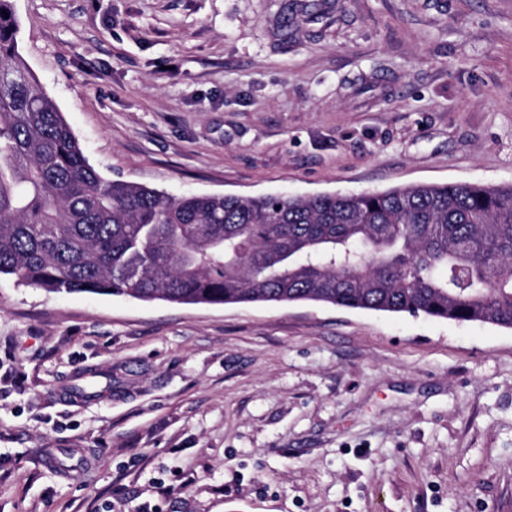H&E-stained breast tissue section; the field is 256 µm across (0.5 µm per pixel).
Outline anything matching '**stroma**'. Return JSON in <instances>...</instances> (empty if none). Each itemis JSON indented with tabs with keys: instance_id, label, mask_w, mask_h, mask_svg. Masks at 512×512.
Wrapping results in <instances>:
<instances>
[{
	"instance_id": "35a3bbf8",
	"label": "stroma",
	"mask_w": 512,
	"mask_h": 512,
	"mask_svg": "<svg viewBox=\"0 0 512 512\" xmlns=\"http://www.w3.org/2000/svg\"><path fill=\"white\" fill-rule=\"evenodd\" d=\"M12 0L103 176L512 183V0ZM112 389L82 400L84 375ZM0 512H512V329L0 277Z\"/></svg>"
}]
</instances>
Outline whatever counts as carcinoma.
I'll return each instance as SVG.
<instances>
[{
  "label": "carcinoma",
  "instance_id": "cac0c4a2",
  "mask_svg": "<svg viewBox=\"0 0 512 512\" xmlns=\"http://www.w3.org/2000/svg\"><path fill=\"white\" fill-rule=\"evenodd\" d=\"M19 31L0 0V275L60 294L309 300L512 329V184L175 196L107 179L26 67Z\"/></svg>",
  "mask_w": 512,
  "mask_h": 512
}]
</instances>
